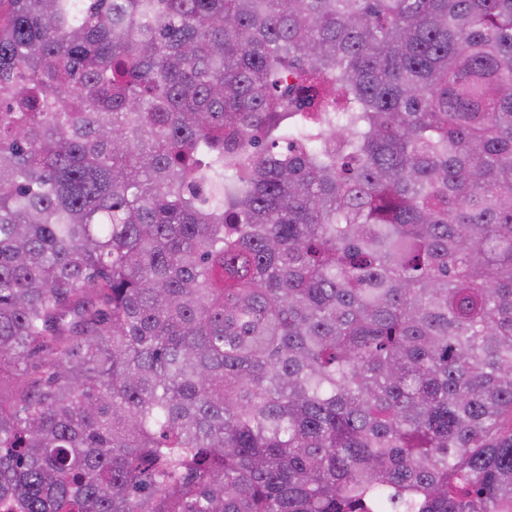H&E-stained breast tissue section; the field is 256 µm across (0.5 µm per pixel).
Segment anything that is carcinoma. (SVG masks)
Wrapping results in <instances>:
<instances>
[{"label":"carcinoma","instance_id":"cac0c4a2","mask_svg":"<svg viewBox=\"0 0 512 512\" xmlns=\"http://www.w3.org/2000/svg\"><path fill=\"white\" fill-rule=\"evenodd\" d=\"M0 498L512 512V0H0Z\"/></svg>","mask_w":512,"mask_h":512}]
</instances>
